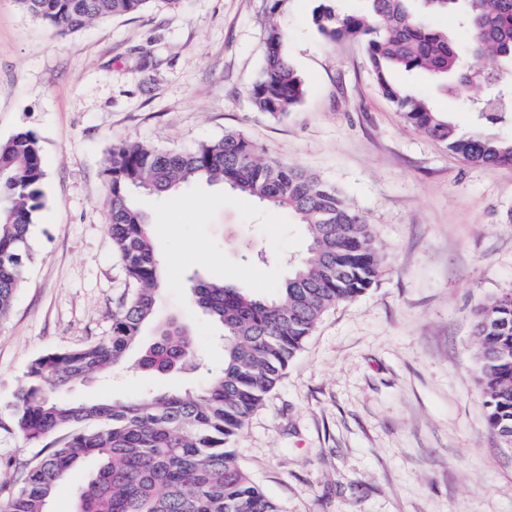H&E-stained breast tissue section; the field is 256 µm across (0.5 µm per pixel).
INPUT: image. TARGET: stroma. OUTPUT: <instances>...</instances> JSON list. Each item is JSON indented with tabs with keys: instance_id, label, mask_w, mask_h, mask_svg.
<instances>
[{
	"instance_id": "1",
	"label": "stroma",
	"mask_w": 512,
	"mask_h": 512,
	"mask_svg": "<svg viewBox=\"0 0 512 512\" xmlns=\"http://www.w3.org/2000/svg\"><path fill=\"white\" fill-rule=\"evenodd\" d=\"M180 0L93 22L65 38L0 0V140L39 139L44 207L35 256L0 318V459L35 454L12 424L29 363L109 336L129 284L108 229L104 161L113 144L190 150L236 131L265 155L336 187L374 228L382 271L322 318L232 447L280 512H512V448L489 431L475 380L473 312L512 289V166L468 163L407 125L379 92L363 43L324 39L316 0ZM305 84L274 118L250 90L269 25ZM460 132L471 113L424 73H402ZM163 259L155 317L187 325L199 369L93 374L68 394L124 400L199 389L222 363L220 329L189 278L276 294L307 248L303 226L217 185L137 201ZM252 241L271 258L243 261ZM97 461L58 485L49 512H76Z\"/></svg>"
}]
</instances>
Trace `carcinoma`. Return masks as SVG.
<instances>
[{
    "instance_id": "obj_1",
    "label": "carcinoma",
    "mask_w": 512,
    "mask_h": 512,
    "mask_svg": "<svg viewBox=\"0 0 512 512\" xmlns=\"http://www.w3.org/2000/svg\"><path fill=\"white\" fill-rule=\"evenodd\" d=\"M61 36L92 21L140 13L179 0H14ZM336 0H319L313 21L327 40L361 39L382 95L406 123L473 164L512 165V139L483 133L512 125V85L493 99H473V84L496 78L479 64L512 61V0H367L341 14ZM458 10L470 38V59L428 16ZM285 33L270 26L263 69L251 90L257 112L280 117L298 106L304 84L282 52ZM424 72L452 82L475 112V131L461 133L422 95L393 73ZM108 226L131 285L112 316L106 339L49 353L28 367L15 394L17 432L40 450L21 464L17 485L0 487V512H48L56 486L82 459L97 468L78 497L77 512H280L239 464L229 443L275 389L322 317L362 295L381 261L372 227L340 192L305 169L265 157L243 134L203 142L189 151L141 143L112 146L105 159ZM45 171L37 136L21 129L0 141V317L8 314L33 258L30 227L44 205ZM221 185L280 209L304 226L308 245L272 298L236 285L190 276L191 301L222 329L224 365L197 391L140 394L123 401L61 399L58 392L86 376L115 368L140 346L135 367L155 373L195 368L186 326L171 320L139 345L154 317L162 260L137 194L165 195L193 183ZM476 381L490 431L512 447V290L474 313Z\"/></svg>"
}]
</instances>
